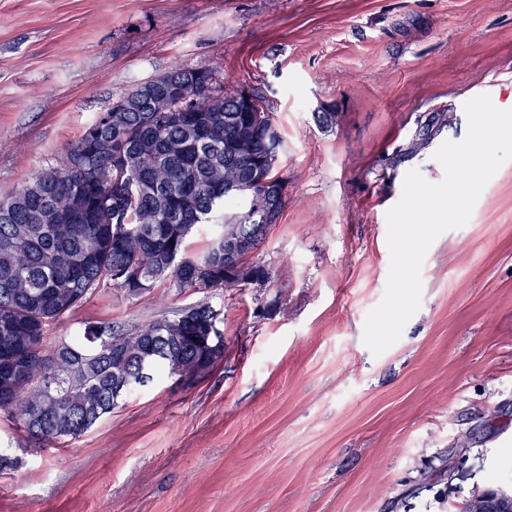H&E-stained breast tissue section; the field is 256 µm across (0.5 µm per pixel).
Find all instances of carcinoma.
Masks as SVG:
<instances>
[{
    "label": "carcinoma",
    "mask_w": 512,
    "mask_h": 512,
    "mask_svg": "<svg viewBox=\"0 0 512 512\" xmlns=\"http://www.w3.org/2000/svg\"><path fill=\"white\" fill-rule=\"evenodd\" d=\"M168 80L184 84L196 111H161ZM251 97L247 107L241 91L206 88L192 69L175 67L121 97L122 111L98 113L53 166L0 200V410L19 412L35 446L83 435L112 413L114 392L203 376L223 361L224 342L208 336L213 315H223L210 293L231 287L224 237L245 239L255 256L286 204L254 200L266 183L285 187L277 172L285 142L265 100ZM447 125L435 113L389 162L417 154ZM229 182L237 193L214 194ZM216 219L209 243L191 253L190 237ZM119 272L130 298L163 282L202 298L172 318L87 323L45 352L46 328Z\"/></svg>",
    "instance_id": "cac0c4a2"
}]
</instances>
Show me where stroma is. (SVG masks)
<instances>
[{"label": "stroma", "mask_w": 512, "mask_h": 512, "mask_svg": "<svg viewBox=\"0 0 512 512\" xmlns=\"http://www.w3.org/2000/svg\"><path fill=\"white\" fill-rule=\"evenodd\" d=\"M175 66L271 107L287 200L255 260L275 285L213 291L223 364L129 392L79 438L34 448L1 412L20 465L0 472V512H460L486 487L512 493V161L431 244L400 340L363 343L406 173L442 180L433 154L465 137L469 99L512 109V0H0V198ZM446 107L454 125L390 165ZM196 300L110 283L44 347Z\"/></svg>", "instance_id": "35a3bbf8"}]
</instances>
